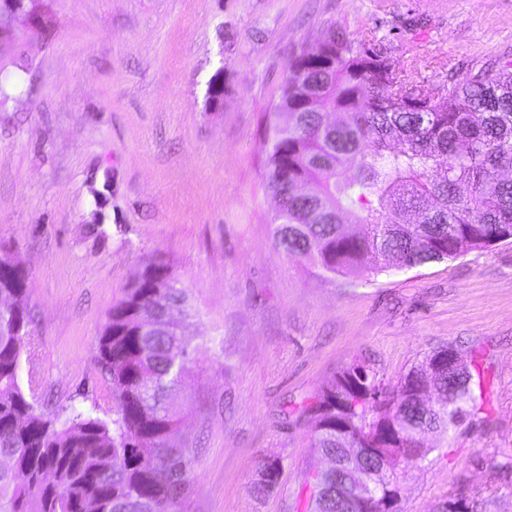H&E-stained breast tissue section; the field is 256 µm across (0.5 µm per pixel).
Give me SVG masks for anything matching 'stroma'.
Instances as JSON below:
<instances>
[{"label":"stroma","instance_id":"35a3bbf8","mask_svg":"<svg viewBox=\"0 0 512 512\" xmlns=\"http://www.w3.org/2000/svg\"><path fill=\"white\" fill-rule=\"evenodd\" d=\"M0 54V251L27 274L20 378L46 412L111 411L97 363L147 265L189 295L174 394L183 512H305L308 412L355 360L394 387L453 348L483 409L401 465L400 512H512V239L414 268L320 275L273 249L265 124L301 47L336 28L444 85L512 56V0H36ZM224 87L221 107L209 103ZM279 460L265 497L250 487Z\"/></svg>","mask_w":512,"mask_h":512}]
</instances>
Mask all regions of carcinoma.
Segmentation results:
<instances>
[{"label":"carcinoma","mask_w":512,"mask_h":512,"mask_svg":"<svg viewBox=\"0 0 512 512\" xmlns=\"http://www.w3.org/2000/svg\"><path fill=\"white\" fill-rule=\"evenodd\" d=\"M347 119L336 121L337 113ZM266 183L277 201V253L324 274L356 276L363 260L412 268L454 259L512 238V60L496 61L446 88L399 75L396 63L339 30L316 49H301L265 127ZM25 272L0 276L13 307L0 308V512H180L191 486L192 453L176 444L178 412L170 402L188 371V343L143 322L163 296L190 313L188 295L168 269L150 265L112 305L98 362L112 385V417L72 407L66 416L35 407L20 379L29 324ZM150 376L151 389L141 387ZM470 372L432 382L440 404L421 407L390 389L365 362L337 376L314 412L313 447L337 458L366 445L363 472L378 469L383 448L409 446L428 430H449L479 411ZM364 390L380 394L361 407ZM24 416L28 425L14 427ZM141 437L166 463L135 456ZM50 469L54 482L40 472ZM341 465L311 482L310 512H362Z\"/></svg>","instance_id":"obj_1"}]
</instances>
